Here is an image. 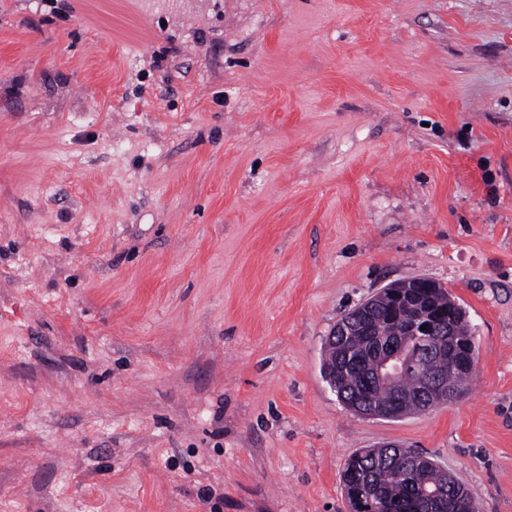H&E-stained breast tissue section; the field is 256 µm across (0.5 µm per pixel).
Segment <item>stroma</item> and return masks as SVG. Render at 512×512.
Listing matches in <instances>:
<instances>
[{"label":"stroma","mask_w":512,"mask_h":512,"mask_svg":"<svg viewBox=\"0 0 512 512\" xmlns=\"http://www.w3.org/2000/svg\"><path fill=\"white\" fill-rule=\"evenodd\" d=\"M416 276L475 377L356 414ZM383 444L512 512V0H0V512H350ZM343 317H341L336 322V325H334V327L331 329L329 336H327L325 341L326 347L328 346L329 342L332 345H336V347L332 345L327 347L324 364L327 366L336 364V366L332 368H325L323 373L325 380L328 382L333 391L336 392L338 398L348 407L354 409V401L358 399H356L354 396L353 385H342L336 390V372L340 374L339 367L344 363V356L347 351H350L353 355H360L365 360L371 359V356L368 353V341H366L365 338L359 334H354L355 336H349V332L359 331V333H361L363 336L370 338V330L366 321L361 322L359 330H356V328L351 325V320L348 318L344 319ZM336 336H348V338L344 344H341L338 340V337ZM343 371L344 374L340 375L345 376V381L349 380L350 376H348L347 369ZM341 390L345 391V396L343 398L340 395Z\"/></svg>","instance_id":"stroma-1"}]
</instances>
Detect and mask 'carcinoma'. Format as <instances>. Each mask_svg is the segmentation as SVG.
I'll return each mask as SVG.
<instances>
[{
    "mask_svg": "<svg viewBox=\"0 0 512 512\" xmlns=\"http://www.w3.org/2000/svg\"><path fill=\"white\" fill-rule=\"evenodd\" d=\"M422 300L429 298L437 306L455 305L457 317L441 319L440 332L453 330L460 334L470 332L466 312L461 304L448 296L445 288L427 292L417 289ZM423 305L414 300L407 301L399 308L388 297H378L377 307L371 313V332L375 336H400L409 319L415 316ZM371 359L368 341L360 335L350 336L346 342L336 343L326 349L325 365L341 366L346 352ZM433 372L448 377V383L458 395L465 393L470 377L457 371L448 356L434 350L431 358ZM419 379L415 373L407 372L376 384L367 394L368 405L376 408H394L396 417H403L417 410L416 395ZM344 490L352 512H360L361 503H373L387 509V512H454L455 487H463L455 477L429 459L426 467L414 469L409 458L388 452V449L368 448L353 454L347 461L343 473Z\"/></svg>",
    "mask_w": 512,
    "mask_h": 512,
    "instance_id": "obj_1",
    "label": "carcinoma"
}]
</instances>
